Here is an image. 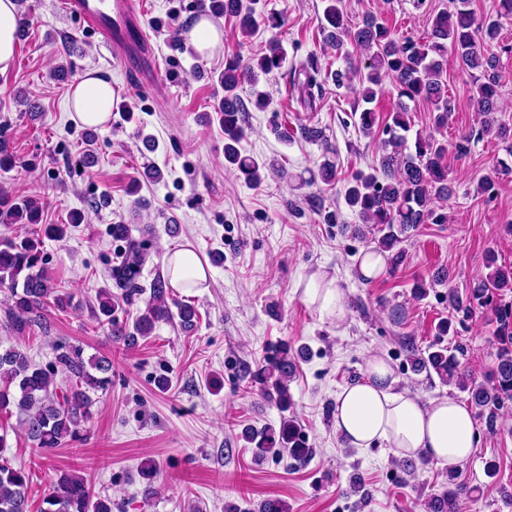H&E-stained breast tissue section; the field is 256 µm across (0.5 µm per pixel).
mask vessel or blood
<instances>
[{
	"instance_id": "1",
	"label": "vessel or blood",
	"mask_w": 512,
	"mask_h": 512,
	"mask_svg": "<svg viewBox=\"0 0 512 512\" xmlns=\"http://www.w3.org/2000/svg\"><path fill=\"white\" fill-rule=\"evenodd\" d=\"M61 7L125 67L151 54L142 0H61Z\"/></svg>"
}]
</instances>
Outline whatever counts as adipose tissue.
Returning a JSON list of instances; mask_svg holds the SVG:
<instances>
[{"label":"adipose tissue","mask_w":512,"mask_h":512,"mask_svg":"<svg viewBox=\"0 0 512 512\" xmlns=\"http://www.w3.org/2000/svg\"><path fill=\"white\" fill-rule=\"evenodd\" d=\"M113 98L110 80L90 70L76 82L70 104L81 124L102 125L111 116ZM167 274L177 288H191L207 278L203 261L189 249L168 258ZM304 295L322 314L345 320L347 305L334 282L311 276ZM334 424L350 446L367 448L382 442L396 456L425 457L451 468L468 459L476 445L475 421L468 408L447 397L425 403L397 389L393 370L377 356L368 360L362 380L337 394Z\"/></svg>","instance_id":"ef3b65f1"}]
</instances>
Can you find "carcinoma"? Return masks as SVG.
I'll list each match as a JSON object with an SVG mask.
<instances>
[{
	"label": "carcinoma",
	"mask_w": 512,
	"mask_h": 512,
	"mask_svg": "<svg viewBox=\"0 0 512 512\" xmlns=\"http://www.w3.org/2000/svg\"><path fill=\"white\" fill-rule=\"evenodd\" d=\"M340 0H328L324 9L327 26L323 27L325 43L341 49L345 42L364 52L368 60L365 80L369 83L364 97L371 100L374 87L384 80L393 82L401 102L391 121L382 128V155L379 173H357L345 190L346 204L363 224H372L380 236L373 251L386 256L396 267L403 260L400 244L406 234L421 224H446L448 214L435 204L445 199L452 190L448 186L447 147L433 135H418L414 151H407L404 132L408 131L407 106L402 102L425 100L434 106L435 126L442 127L456 110L455 101L448 96L447 84L442 80L443 62L448 49L456 52L462 67L479 72V84L472 96L473 105L483 117L480 127L462 135L454 143L455 152L463 156L470 144L490 132L511 143L512 126L497 119L500 112L498 87L501 76L498 61L484 54V45L499 38V23L491 19H478L470 8V0H453L454 10L440 12L420 41L400 40L376 18L368 16L362 25L350 28L345 24ZM212 13L235 18L240 32L251 34L258 26L254 10L244 0H210ZM286 61V52L280 41L273 38L258 61L261 73L268 75L280 70ZM317 59L300 63L290 72L291 90L298 92L300 102L306 106L322 93L318 81ZM255 78L251 66L243 67L238 58L226 60L220 83L224 99L219 107V122L224 127L225 168L239 172L245 182L256 185L262 181L261 166L252 156L238 148L243 136L245 101L236 93L242 79ZM42 208L33 198L14 199L0 192V224H31L33 228L23 236L0 240V288L8 290L6 318L12 331L22 338L34 327L48 331L45 311L51 305L58 308L66 304V296L58 293L45 268L38 229L45 236L61 238L64 230L57 224H43ZM40 228H35V225ZM491 271L465 296L448 294L449 306L456 312H468L473 304L491 307L497 323L499 348L496 371L489 383H460L469 392L471 405L478 413L494 418L496 411L512 403V303L494 302L512 290V266L499 264L489 258ZM140 260L128 258L116 270L122 294L104 293L98 301L99 312L105 317L110 336L134 347L138 339L152 334L157 322L178 318L183 329L194 327L198 314L194 306L169 301L168 282L157 277L149 286V299L145 309L136 316L132 325L119 321L115 312L121 300L140 294L138 275ZM177 312H172L171 307ZM53 365L40 368L16 346L0 348V413L18 412L21 425L34 449L48 459L67 440L77 438L82 425L91 418L94 404L92 394L106 390L112 383V361L105 357H83L80 346L58 343L54 347ZM412 370L416 373L434 372L442 382L458 375L459 359L448 348L439 346L427 354L411 351ZM295 357L283 348L280 355L261 366L253 377L264 394L275 401L280 411L292 408L288 382L296 373ZM246 439L255 444V455L284 450L295 461L304 462L312 456V449L301 437L297 418H282L279 432L249 433ZM159 472L157 463L148 459L140 467V475L147 480L145 495L156 493L155 481ZM29 475L16 468L0 455V512H28ZM460 488L433 493L424 504L425 512H457ZM40 512H112V500L97 497L85 480L77 475L60 478L43 499Z\"/></svg>",
	"instance_id": "obj_1"
}]
</instances>
